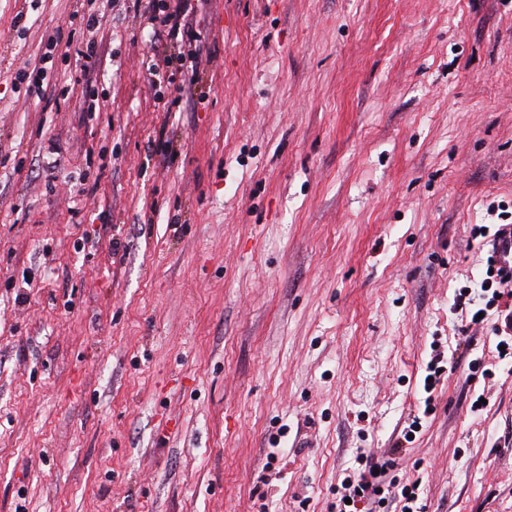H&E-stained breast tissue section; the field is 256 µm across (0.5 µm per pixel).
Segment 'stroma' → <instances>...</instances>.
<instances>
[{"label": "stroma", "instance_id": "35a3bbf8", "mask_svg": "<svg viewBox=\"0 0 512 512\" xmlns=\"http://www.w3.org/2000/svg\"><path fill=\"white\" fill-rule=\"evenodd\" d=\"M190 22L186 87L127 0H0V512H338L398 445L421 512H512V362L451 307L512 224V0ZM170 64H174L175 70H180L184 76V81L192 84L195 75L198 72L199 67L202 64V57L200 49L188 51L187 55H181L175 60L170 61Z\"/></svg>", "mask_w": 512, "mask_h": 512}]
</instances>
